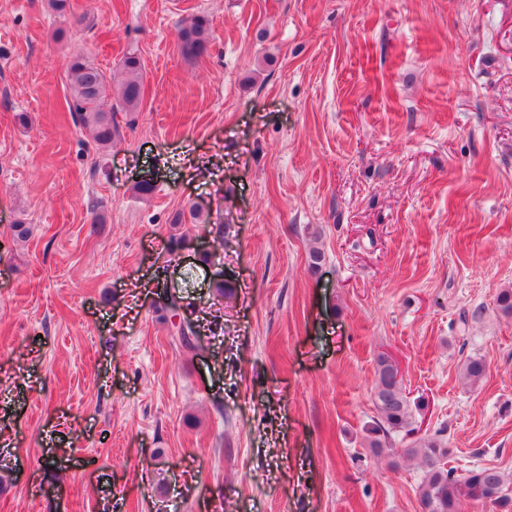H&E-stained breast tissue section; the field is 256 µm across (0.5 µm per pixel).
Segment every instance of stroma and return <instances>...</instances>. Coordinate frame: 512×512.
Listing matches in <instances>:
<instances>
[{"label":"stroma","mask_w":512,"mask_h":512,"mask_svg":"<svg viewBox=\"0 0 512 512\" xmlns=\"http://www.w3.org/2000/svg\"><path fill=\"white\" fill-rule=\"evenodd\" d=\"M130 51L101 150L63 61ZM507 288L512 0H0V512H422L364 445L381 353L456 474L512 476ZM181 54L188 59L200 60L209 53L210 23L204 15H194L182 21L178 32Z\"/></svg>","instance_id":"stroma-1"}]
</instances>
